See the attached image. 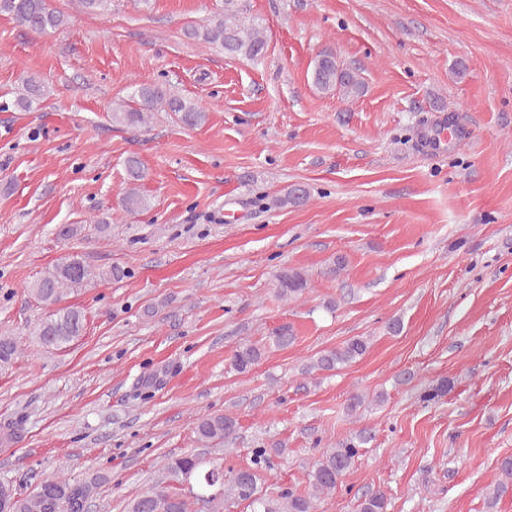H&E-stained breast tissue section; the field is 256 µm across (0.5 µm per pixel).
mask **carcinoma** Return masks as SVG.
<instances>
[{"mask_svg": "<svg viewBox=\"0 0 512 512\" xmlns=\"http://www.w3.org/2000/svg\"><path fill=\"white\" fill-rule=\"evenodd\" d=\"M244 10L242 0H224L222 12L210 23L192 26L187 36L205 43L217 45L224 53L250 60L263 58L268 50L265 28L259 20L240 19ZM0 15L37 34L57 30L65 23L64 14L49 7L47 0H0ZM313 82L327 92H336L348 100L363 92L364 84L359 74L342 64L330 49L322 50L314 63ZM25 94L18 97L16 105L28 110L43 97L41 84L29 80ZM157 112H169L187 127H197L206 122L207 114L192 102L179 97L165 87L155 84L137 86L127 99L112 107V123L127 129H146ZM128 178L133 184L126 196V207L131 211L149 208L147 199L140 195L135 184L143 178L139 159L126 160ZM309 197L307 187L293 184L279 199L283 206L297 207ZM127 272L111 267L94 273L84 261L75 255L60 259L51 269L40 276L30 288L31 294L45 314L38 320L34 335L44 351L62 350L71 346L87 329V316L80 307L62 305L63 297L83 287L95 276L108 280H121ZM279 298L296 300L309 288L305 270L285 267L275 277ZM370 346L369 339L357 336L342 345L321 352L310 364L308 372L335 371L363 357ZM265 347L245 344L236 349L231 357L234 369L248 372L263 356ZM22 354L20 341L4 331L0 332V368L6 369ZM239 428L237 418L231 414H211L197 422V440L207 446H224L233 442ZM25 431L21 417L0 424V443L16 442ZM370 442V435L361 431L336 443L314 462L308 472L309 488L301 492L295 487L277 486L270 492L258 488L260 473L273 466L271 449L258 446L251 449L249 462L243 467L230 466L227 470L205 468L206 461L198 454H185L166 458L162 478L145 492L129 500L124 512H193V505L202 504L209 512H221L224 500L233 499L247 503L250 512H316L317 500L341 485L342 478L362 455V448ZM498 480L492 488L483 492L488 512H494L500 500L512 494V456L498 461ZM200 477V490L188 498L173 483ZM106 477L94 474L84 479L58 475L41 481L35 488L22 494L12 486L0 490V512H82L85 504L99 495ZM357 512H388V498L381 490L365 493L358 498Z\"/></svg>", "mask_w": 512, "mask_h": 512, "instance_id": "cac0c4a2", "label": "carcinoma"}]
</instances>
